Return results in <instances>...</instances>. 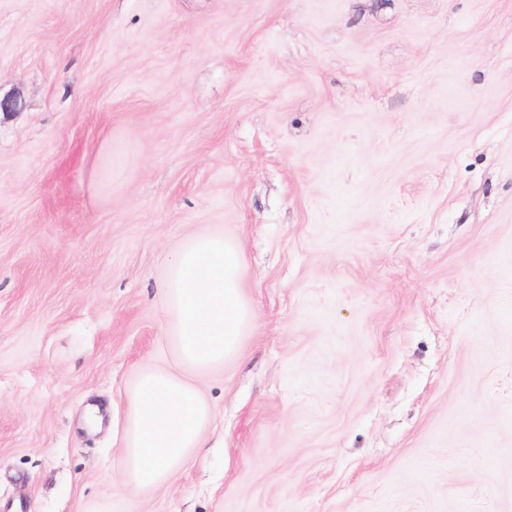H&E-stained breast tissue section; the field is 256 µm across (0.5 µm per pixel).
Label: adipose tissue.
Here are the masks:
<instances>
[{"instance_id": "adipose-tissue-1", "label": "adipose tissue", "mask_w": 512, "mask_h": 512, "mask_svg": "<svg viewBox=\"0 0 512 512\" xmlns=\"http://www.w3.org/2000/svg\"><path fill=\"white\" fill-rule=\"evenodd\" d=\"M238 243L218 232L189 238L166 270L165 314L181 363L195 372L239 352L253 315L243 298ZM121 468L130 485L147 489L171 479L189 449L203 445L210 408L188 380L147 370L129 393Z\"/></svg>"}]
</instances>
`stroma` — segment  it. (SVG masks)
Wrapping results in <instances>:
<instances>
[{
	"label": "stroma",
	"instance_id": "obj_1",
	"mask_svg": "<svg viewBox=\"0 0 512 512\" xmlns=\"http://www.w3.org/2000/svg\"><path fill=\"white\" fill-rule=\"evenodd\" d=\"M0 96V512H512V0H0ZM205 230L252 324L137 491ZM121 468L130 485L147 489L171 479L190 448L203 445L210 408L183 377L146 370L129 393Z\"/></svg>",
	"mask_w": 512,
	"mask_h": 512
}]
</instances>
